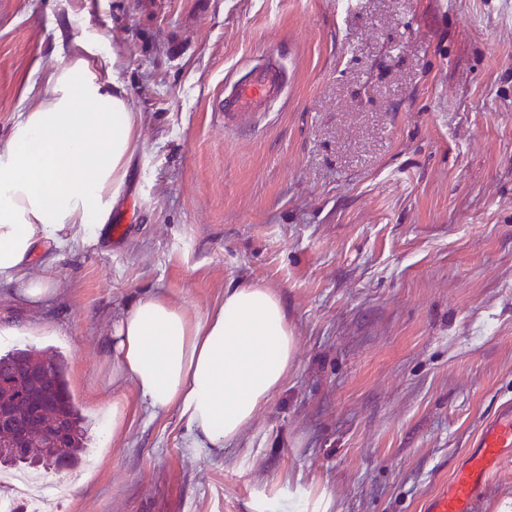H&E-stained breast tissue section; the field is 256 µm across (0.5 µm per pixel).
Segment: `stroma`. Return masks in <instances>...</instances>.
Instances as JSON below:
<instances>
[{
  "mask_svg": "<svg viewBox=\"0 0 512 512\" xmlns=\"http://www.w3.org/2000/svg\"><path fill=\"white\" fill-rule=\"evenodd\" d=\"M102 37L141 116L129 180L97 239L43 256L47 307L0 288V354L63 356L96 458L42 512H422L512 402V0H0V133ZM266 53L286 93L225 124ZM242 283L281 298L296 362L191 456L107 338L141 294L199 318Z\"/></svg>",
  "mask_w": 512,
  "mask_h": 512,
  "instance_id": "35a3bbf8",
  "label": "stroma"
}]
</instances>
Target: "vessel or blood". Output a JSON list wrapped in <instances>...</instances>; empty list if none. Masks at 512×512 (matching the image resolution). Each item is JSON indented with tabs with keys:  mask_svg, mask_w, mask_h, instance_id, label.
<instances>
[{
	"mask_svg": "<svg viewBox=\"0 0 512 512\" xmlns=\"http://www.w3.org/2000/svg\"><path fill=\"white\" fill-rule=\"evenodd\" d=\"M284 92L285 81L279 64L273 58L264 57L252 68L248 79L225 84L219 109L225 122L230 123L236 115L276 103ZM509 456H512V404L507 403L484 422L470 443L465 463L429 497L425 512H472L479 491L499 463Z\"/></svg>",
	"mask_w": 512,
	"mask_h": 512,
	"instance_id": "1",
	"label": "vessel or blood"
}]
</instances>
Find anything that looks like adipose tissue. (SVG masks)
Returning <instances> with one entry per match:
<instances>
[{"mask_svg":"<svg viewBox=\"0 0 512 512\" xmlns=\"http://www.w3.org/2000/svg\"><path fill=\"white\" fill-rule=\"evenodd\" d=\"M115 62L84 44L45 66L0 135V284L29 308L55 294L37 255L94 240L127 176L140 115ZM108 349L113 381H131L150 417L177 410L190 451L211 454L246 432L296 359L281 298L255 284L195 321L165 293L144 295L113 321Z\"/></svg>","mask_w":512,"mask_h":512,"instance_id":"ef3b65f1","label":"adipose tissue"}]
</instances>
